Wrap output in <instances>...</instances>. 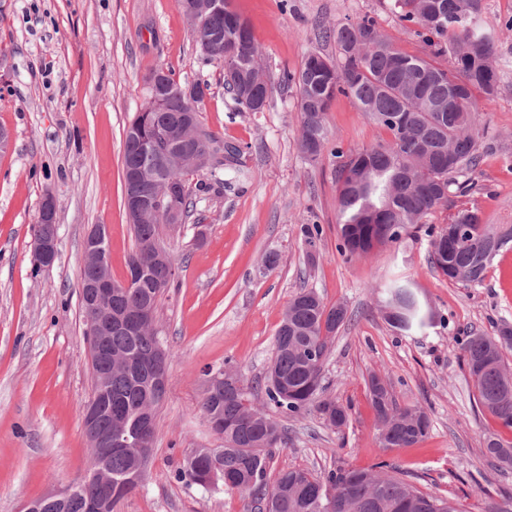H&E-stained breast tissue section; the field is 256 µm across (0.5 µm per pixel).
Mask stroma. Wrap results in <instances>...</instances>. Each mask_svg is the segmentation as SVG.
Instances as JSON below:
<instances>
[{
	"mask_svg": "<svg viewBox=\"0 0 512 512\" xmlns=\"http://www.w3.org/2000/svg\"><path fill=\"white\" fill-rule=\"evenodd\" d=\"M246 17L271 76L298 69L312 52L335 56L323 29L373 17L403 51L427 48L407 33L386 0H234ZM483 20L498 34L499 90L480 99L495 137L468 174L465 195L447 208L478 209L491 224H512V0H484ZM177 79H208L204 127L239 145L241 173L226 171L222 193L197 192L186 224L162 227L176 274L156 307L159 338L170 352L167 391L157 411L149 472L113 512H250L234 490L206 491L175 476L197 448H217L199 411L204 373L237 369L245 382L263 377L292 296L307 288L343 304L342 326L324 366L325 397L351 408L346 428L327 427L316 411L284 419L285 442L269 474L300 467L320 475L336 462L367 468L394 464L420 490L458 500L465 512H500L512 503V471L487 465V433L512 441L477 405L463 367L469 335L512 325V249L494 259L484 281L463 287L431 268L430 239L410 230L395 243L345 259L337 250L335 162L297 152L300 114L293 92L274 89L261 112H241L224 90V67L202 64L190 24L176 0H0V127L13 141L0 153V512L65 488L88 469L82 411L92 397L80 307L83 245L98 224L108 229L112 277L123 281L134 236L124 208V130L143 102L156 66ZM338 146L350 152L385 139L356 102L340 95L326 115ZM57 201L58 256L31 263L36 217L45 194ZM303 224L322 234L307 248ZM277 253L273 268L264 257ZM315 262H308V253ZM409 280L432 323L410 332L384 319L385 286ZM388 381L399 405L422 406L426 438L383 451L367 391L370 375Z\"/></svg>",
	"mask_w": 512,
	"mask_h": 512,
	"instance_id": "stroma-1",
	"label": "stroma"
}]
</instances>
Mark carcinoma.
Here are the masks:
<instances>
[{
	"label": "carcinoma",
	"instance_id": "carcinoma-1",
	"mask_svg": "<svg viewBox=\"0 0 512 512\" xmlns=\"http://www.w3.org/2000/svg\"><path fill=\"white\" fill-rule=\"evenodd\" d=\"M391 10L405 23L408 33L429 48L424 56L404 52L385 35L376 21L364 15L326 31L336 45L338 60L309 53L297 70L283 69L278 78L266 72L249 23L224 0L221 11H199L197 25L213 37L215 46L202 54L206 62L224 65V88L246 112H262L275 85L294 92L300 112L297 149L317 163L325 155L337 159L334 168L338 218L341 226L338 251L346 256L369 254L397 241L412 227H423L432 237L431 264L448 281L470 286L484 281L498 253L512 244V225L487 224L476 209L463 208L437 227L426 218L448 207L452 186L468 191L457 177L476 166L481 113L477 95L487 99L498 93L495 60L496 33L481 24L483 0H390ZM451 60L446 67L442 61ZM165 71L157 87L160 104L152 112H138L123 143V172L138 170L147 176L135 183L137 194L155 197L157 182L169 178L181 186V217L187 220L193 202L185 177L204 171L198 191L220 192L221 173L239 163V145L203 131L209 163L187 155L175 168L167 165L172 150L170 131L187 119L202 128L199 112L204 105L207 80L180 82ZM196 88L199 95L187 94ZM352 97L388 139L355 152L336 147L330 137L326 113L337 95ZM135 251L129 264L147 262L139 249L160 243V223H132ZM173 261L160 259L132 288L112 291V319L131 314L143 304L157 305L170 287L165 273ZM387 323L400 331L425 324V316L406 283L387 285ZM346 322L343 305H327L313 290L296 293L285 309L276 333V353L263 382L254 387L242 379L222 387H204L199 404L207 420L218 424L222 448H197L175 470L189 486L206 488L216 480L235 490L257 512H465L452 499L425 493L412 485L393 464L381 461L370 469L338 466L318 476L303 468L279 471L267 480L268 461L285 442V428L255 404L261 388L279 414L296 417L313 408L330 427L340 429L349 421L348 408L321 397L323 364ZM112 357L101 356L98 370L105 378L94 387L103 402H112V413L99 422L112 432V458L106 468L112 477V505L136 489L132 476L141 468V456L152 454L156 429L142 440V447L124 444L137 424H156V412L165 392L154 383V370L146 363L160 345L157 335L112 327L108 337ZM512 346V326L504 323L492 336L475 334L464 346V365L477 393L480 407L512 429V371L503 360V348ZM378 421L381 447L408 448L428 434L430 419L419 406L401 407L387 383L367 384ZM484 456L503 470L512 469V442L492 433L484 440ZM80 492L46 512H83L86 493L103 492L102 481L76 482Z\"/></svg>",
	"mask_w": 512,
	"mask_h": 512
}]
</instances>
